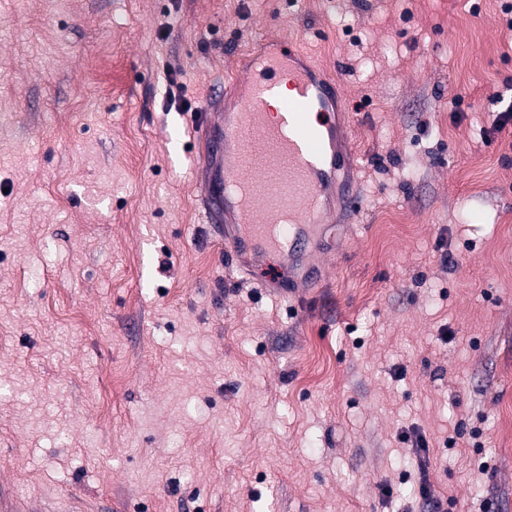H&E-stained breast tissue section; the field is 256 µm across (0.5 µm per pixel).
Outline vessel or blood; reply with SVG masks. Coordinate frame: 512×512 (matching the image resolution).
<instances>
[{"label":"vessel or blood","mask_w":512,"mask_h":512,"mask_svg":"<svg viewBox=\"0 0 512 512\" xmlns=\"http://www.w3.org/2000/svg\"><path fill=\"white\" fill-rule=\"evenodd\" d=\"M315 67L287 40L253 57L252 77L220 135L205 133L204 159H221L206 178L208 215L223 214L224 241L249 272L268 252L301 251L310 228L330 223L328 196L344 191L345 132L336 125L335 90L320 86ZM290 95L269 100L280 78Z\"/></svg>","instance_id":"b4317fda"}]
</instances>
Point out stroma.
Returning a JSON list of instances; mask_svg holds the SVG:
<instances>
[{"label":"stroma","mask_w":512,"mask_h":512,"mask_svg":"<svg viewBox=\"0 0 512 512\" xmlns=\"http://www.w3.org/2000/svg\"><path fill=\"white\" fill-rule=\"evenodd\" d=\"M507 3L0 0V484L83 512H430L424 480L512 512ZM265 37L353 109L359 206L300 306L262 286L280 255L235 270L195 152Z\"/></svg>","instance_id":"stroma-1"}]
</instances>
